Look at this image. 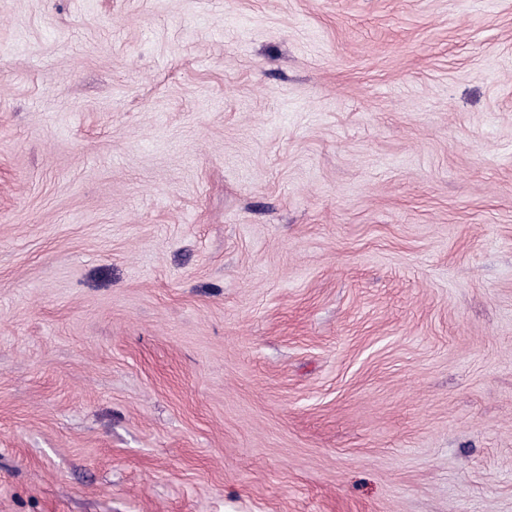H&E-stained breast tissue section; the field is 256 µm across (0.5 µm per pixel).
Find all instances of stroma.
<instances>
[{"label": "stroma", "instance_id": "stroma-1", "mask_svg": "<svg viewBox=\"0 0 512 512\" xmlns=\"http://www.w3.org/2000/svg\"><path fill=\"white\" fill-rule=\"evenodd\" d=\"M0 512H512V0H0Z\"/></svg>", "mask_w": 512, "mask_h": 512}]
</instances>
